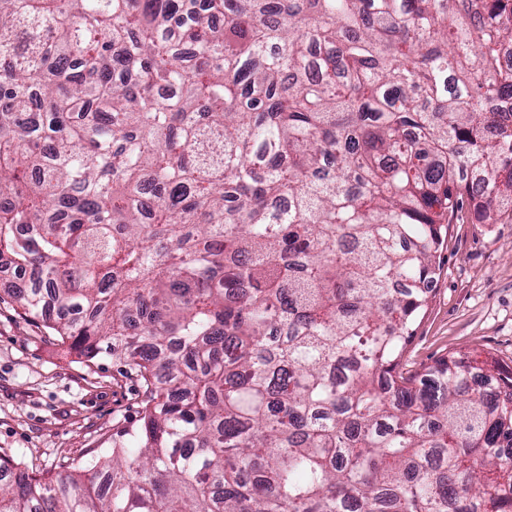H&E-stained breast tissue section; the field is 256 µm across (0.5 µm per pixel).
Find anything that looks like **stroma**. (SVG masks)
<instances>
[{
  "label": "stroma",
  "instance_id": "35a3bbf8",
  "mask_svg": "<svg viewBox=\"0 0 512 512\" xmlns=\"http://www.w3.org/2000/svg\"><path fill=\"white\" fill-rule=\"evenodd\" d=\"M12 279L0 273V451L27 473H55L133 432L145 393L117 360H86L17 311L6 293ZM455 353L512 367L511 217L481 224L466 207L449 221L441 270L403 363L415 373Z\"/></svg>",
  "mask_w": 512,
  "mask_h": 512
}]
</instances>
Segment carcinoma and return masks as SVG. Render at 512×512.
<instances>
[{"instance_id":"obj_1","label":"carcinoma","mask_w":512,"mask_h":512,"mask_svg":"<svg viewBox=\"0 0 512 512\" xmlns=\"http://www.w3.org/2000/svg\"><path fill=\"white\" fill-rule=\"evenodd\" d=\"M506 46L512 0H0L10 294L146 393L0 452V512H512V372L401 362L448 218L512 215Z\"/></svg>"}]
</instances>
